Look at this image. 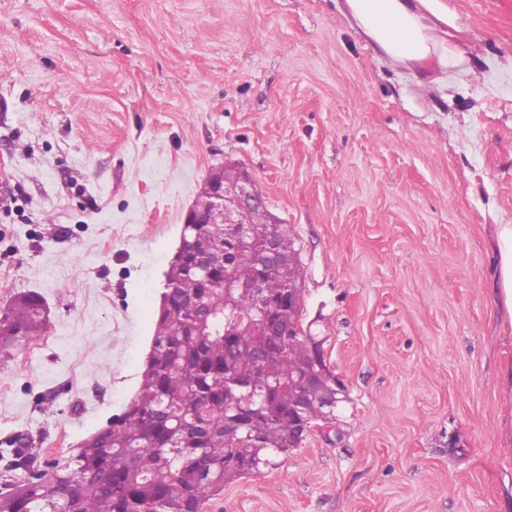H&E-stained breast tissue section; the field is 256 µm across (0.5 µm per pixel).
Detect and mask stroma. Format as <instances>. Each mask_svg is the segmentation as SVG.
<instances>
[{
	"label": "stroma",
	"mask_w": 512,
	"mask_h": 512,
	"mask_svg": "<svg viewBox=\"0 0 512 512\" xmlns=\"http://www.w3.org/2000/svg\"><path fill=\"white\" fill-rule=\"evenodd\" d=\"M462 69L420 87L337 0H0V444L47 459L135 396L185 209L224 164L290 225L302 322L344 382L331 437L202 512H500L512 367L491 280L512 224V7L453 0ZM44 297L37 292L16 295L7 308L5 320L11 336H0V352L30 345L41 339L48 330L44 316Z\"/></svg>",
	"instance_id": "obj_1"
}]
</instances>
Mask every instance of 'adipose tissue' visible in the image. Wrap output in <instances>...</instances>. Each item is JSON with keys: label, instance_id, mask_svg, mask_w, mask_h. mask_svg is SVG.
Segmentation results:
<instances>
[{"label": "adipose tissue", "instance_id": "obj_1", "mask_svg": "<svg viewBox=\"0 0 512 512\" xmlns=\"http://www.w3.org/2000/svg\"><path fill=\"white\" fill-rule=\"evenodd\" d=\"M340 10L376 56L425 84L446 85L464 62L457 43L463 24L448 0H342ZM495 239L493 289L512 327V224L496 225Z\"/></svg>", "mask_w": 512, "mask_h": 512}]
</instances>
